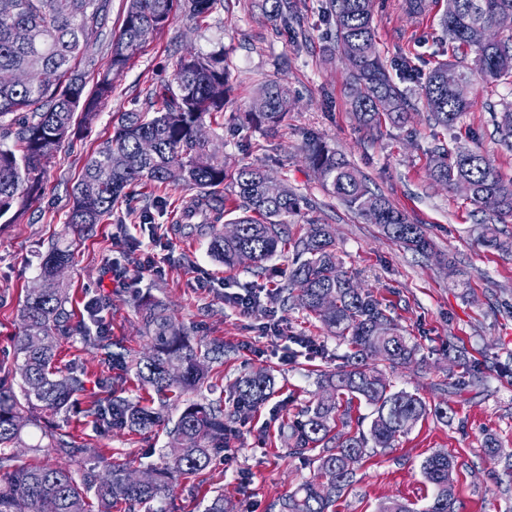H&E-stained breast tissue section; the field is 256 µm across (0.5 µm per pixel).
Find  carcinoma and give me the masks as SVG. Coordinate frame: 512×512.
Wrapping results in <instances>:
<instances>
[{"label":"carcinoma","mask_w":512,"mask_h":512,"mask_svg":"<svg viewBox=\"0 0 512 512\" xmlns=\"http://www.w3.org/2000/svg\"><path fill=\"white\" fill-rule=\"evenodd\" d=\"M13 9L0 13V74L16 73L25 80L0 82V218L29 202L47 179L48 167L70 136L75 113L91 114L112 97L114 76L126 66L133 50L148 36L168 26L177 14L195 21L208 18L217 0H126L118 32L111 37L108 68L98 74L94 89L86 93L85 69L94 65L91 36L102 35L108 21L107 0H12ZM271 21H285L297 8L295 0H263ZM512 13V0H447L442 25L451 45V61L437 63L420 84L429 120L446 130L457 125L473 107V77L485 83H512V33L494 42L479 39L480 27L494 25ZM335 30L334 51L350 62L351 106L359 122L380 129L382 120L400 127L407 120L406 94L388 76L376 51L373 0H331ZM474 58H469V55ZM458 71V83L448 85V67ZM227 74L224 48L209 52L186 51L177 58L171 81L155 87L144 110L124 112L112 136L87 160L74 187L68 223L75 228L100 224L112 216L119 202L131 197L136 186H182L199 190L187 205L185 225L207 228L208 249L218 262L235 267L240 255L251 256L259 274L275 255L292 249V267L286 280L270 291L273 302H292L314 314L325 330L346 339L353 347L346 365L323 374L328 396L306 404L293 419L281 415L280 433L289 441L288 454L316 466L320 481H310L276 503L278 512H330L356 476L367 446L389 448L397 433L428 414L426 402L406 390L393 391L381 374L367 367L378 358L393 366L412 362L415 349L397 333L382 305L359 291L336 257L329 224H308L297 238L284 234V218L301 212L303 198L281 182L266 178V170L241 165L232 174V185L241 200L240 213L227 218L224 185L227 170L217 134L206 139L199 128H224ZM251 107L257 124L275 126L291 106L288 87L278 81L264 84ZM489 107L498 142L512 149V102ZM434 181L455 190L471 187L469 198L482 210L501 218L512 217V178L478 150L435 148ZM305 159L323 186L350 209L381 227L391 241L415 254L427 256L433 246L422 225L376 194L354 167L323 143L311 139L304 146ZM239 226L233 239L224 237V224ZM485 247L512 253V236H503L494 224L484 225ZM74 259L71 245L58 242L39 255L38 280L42 288L27 291L21 310L22 328L15 340L20 394L0 383V512H19L25 501L31 512H112L121 503L123 512H170L176 481L206 471L227 435L245 422L246 413L268 397L273 378L267 372L241 377L234 384L236 404L226 411L220 403L184 398L208 382L213 364L224 363V343L192 342L172 316L169 307L144 299L138 308L148 347L135 362L136 374L147 397L132 401L114 395L107 401L93 399L83 410L99 425L146 434L166 426L168 451L161 466L148 464L144 478L96 448L77 443L72 432L52 423L68 410L74 398L86 391V372L56 366L59 341L79 336L104 359L124 371L126 354L114 350L112 336L90 335L82 320L71 323L66 312L68 293L57 275ZM330 295L334 307L325 309L321 299ZM374 407L369 434L336 432V413L353 400ZM180 403L175 421L166 411ZM40 431L44 444L35 446L63 462L24 464L8 452L23 442L26 429ZM91 454L97 465L75 478L70 463ZM453 456L433 454L422 463L434 498L425 512H458L448 475Z\"/></svg>","instance_id":"obj_1"}]
</instances>
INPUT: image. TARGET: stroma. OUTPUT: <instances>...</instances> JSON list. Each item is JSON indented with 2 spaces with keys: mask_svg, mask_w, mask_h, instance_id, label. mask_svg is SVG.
I'll return each instance as SVG.
<instances>
[{
  "mask_svg": "<svg viewBox=\"0 0 512 512\" xmlns=\"http://www.w3.org/2000/svg\"><path fill=\"white\" fill-rule=\"evenodd\" d=\"M298 16L269 21L262 0H221L204 24L178 15L134 51L115 79L112 97L91 118L76 116L72 141L64 143L48 169L40 197L13 223L0 219V366L14 367L20 310L37 282L38 255L49 243L71 242L74 262L64 273L68 310L89 328H102L130 354L146 343L137 304L151 297L167 304L190 335L223 341L226 356L211 381L234 401L237 378L260 370L274 379L269 399L251 411L231 445L229 460L217 459L211 470L180 480L174 487V512H202L223 493L228 512H270L273 503L316 472L302 458L289 455L276 437L278 411L296 413L321 397L319 375L345 362L350 347L330 335L300 306L278 308L285 335L307 336L320 355L287 361L282 345L270 343L253 320L240 317L224 302L225 291L245 293L266 288L247 266L224 267L204 239L180 232L189 189L170 186L139 189L116 205L111 217L92 231L68 228L71 188L91 153L113 132L118 113L144 108L152 88L170 81L177 57L187 48L224 50L228 72L224 105V159L229 167H264L306 197L308 209L288 217V233L303 224L331 225L336 256L356 287L389 305L390 316L409 345L417 349L410 365L374 360L391 390L422 397L428 406H448L449 421L427 415L397 434L391 447L369 449L351 488L333 512H377L379 503L399 499L424 512L433 498L421 464L446 453L456 462L453 481L460 512H512V470L493 461L485 447L495 438L502 453L512 454V255L487 249L484 225L496 223L463 193L432 180L429 168L437 145L481 148L505 176L512 177V153L498 145L489 104L512 100V84L475 85L471 112L451 130L433 127L419 100L424 75L448 56L442 27L445 0H429L424 12L411 13L405 0H374L376 46L393 81L411 102L400 127L380 131L362 126L350 106L349 67L332 54L333 24L329 0H296ZM284 81L292 99L277 127L257 128L245 114L269 80ZM317 138L354 164L371 187L410 219L423 224L437 253L425 258L387 240L378 225L349 210L328 193L308 167L303 146ZM150 245L165 259V273H143L137 285L115 278L134 257L132 247ZM112 305L90 316V302ZM254 345L261 356L246 352ZM58 365L86 369L87 396L107 395L118 372L79 338L61 341ZM56 424L73 431L78 443L101 448L114 461L160 463L164 433L136 435L99 426L87 418L58 414Z\"/></svg>",
  "mask_w": 512,
  "mask_h": 512,
  "instance_id": "1",
  "label": "stroma"
}]
</instances>
